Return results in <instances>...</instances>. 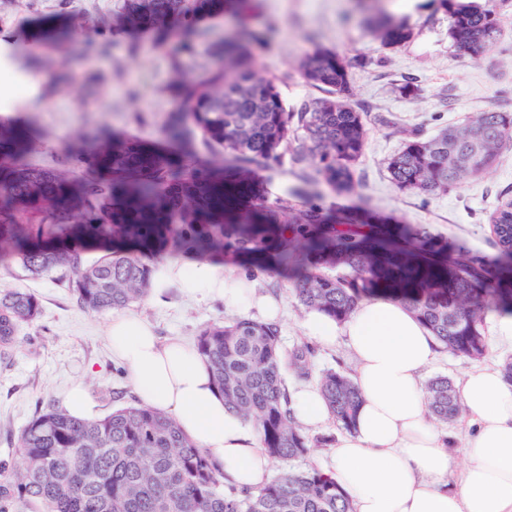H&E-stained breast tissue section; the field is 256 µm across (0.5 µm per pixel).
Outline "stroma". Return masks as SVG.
<instances>
[{
  "instance_id": "stroma-1",
  "label": "stroma",
  "mask_w": 512,
  "mask_h": 512,
  "mask_svg": "<svg viewBox=\"0 0 512 512\" xmlns=\"http://www.w3.org/2000/svg\"><path fill=\"white\" fill-rule=\"evenodd\" d=\"M500 21L501 36L486 57L463 56L448 37V18L431 0H229L224 16L202 20L212 38L226 25L249 31L275 26L267 47L257 52L254 67L276 78L288 104L314 96L297 72V61L311 40L335 48L351 68L352 100L366 114L369 138L356 164L353 192L336 194L315 188L309 165L285 158L281 166L249 165L258 201L283 205L284 215L302 208L313 197L323 214L336 224L381 229L398 224L421 229L437 245L467 247L471 254L491 258L497 253L488 217L501 192L512 187V149L499 163L461 189L430 199L397 192L389 181L385 159L398 151L403 133L432 135L449 125L463 124L472 113L490 108L512 111V0H482ZM123 0H0V41L13 46L20 68L0 72V113L26 121L33 134L35 162L70 175L82 172L70 149L77 137L92 139L104 131L163 140V126L173 104L165 93L175 72L194 79L205 75L212 59L205 49L183 57L174 70L167 51L155 48L145 33H129L118 21ZM382 7L406 19L414 35L396 49L381 48L368 33V6ZM69 12L77 34L67 50L40 47L32 41L30 22L56 12ZM103 29L104 51L85 46L87 35ZM414 81L418 94L405 96L398 87ZM235 274L253 280L259 292L281 299L278 320L281 345L291 349L311 342L316 370L353 373L354 359L344 336L334 344L310 339L306 312L289 296L285 281L275 273L230 256ZM27 288L41 303V315L23 330L10 361L0 362V462L17 454L10 432L19 430L39 410L61 405L66 390L85 381L100 414L133 402L124 367L113 360L107 333L111 314L88 313L78 307L66 283L56 275L24 278L20 270L0 272V289ZM130 312L151 322L161 338L178 337L195 343L209 322L227 319L219 300H189L169 288L130 305ZM498 315L486 320L491 343L485 356L469 360L438 349L425 378L445 375L461 381L477 367H501L512 356V344H494Z\"/></svg>"
}]
</instances>
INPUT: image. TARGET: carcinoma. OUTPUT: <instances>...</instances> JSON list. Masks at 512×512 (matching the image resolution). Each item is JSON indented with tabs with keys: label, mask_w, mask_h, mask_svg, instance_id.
<instances>
[{
	"label": "carcinoma",
	"mask_w": 512,
	"mask_h": 512,
	"mask_svg": "<svg viewBox=\"0 0 512 512\" xmlns=\"http://www.w3.org/2000/svg\"><path fill=\"white\" fill-rule=\"evenodd\" d=\"M449 15L448 38L464 55L479 58L498 42L496 14L477 0H437ZM224 15V0H124V22L149 31L166 48L184 36L180 50L194 54L199 14ZM380 46L396 48L410 31L384 13L369 18ZM39 42L69 45L73 25L64 12L39 20ZM264 33L224 32L218 63L202 79L180 74L165 93L173 100L166 138L178 153L119 132L83 155V174L73 180L30 159L29 131L21 121L0 122V270L17 266L26 277L54 271L76 304L91 313L123 309L145 298L152 272L144 257L226 254L298 268L288 293L309 312L343 323L373 295L393 296L412 310L456 356L476 359L487 350L489 313L512 315V292L490 283L486 263L467 252L441 261L421 256L423 235L408 242L378 237L359 225L325 223L309 204L283 221L279 208L260 214L242 208L248 187L224 169L191 162L195 142L224 151L230 168L262 162L269 167L289 154L309 162L312 180L338 194L355 184V165L368 128L350 102L349 63L335 50L316 46L297 65L303 83L321 92L288 107L273 77L258 74L254 53ZM512 146V112L489 108L463 125L434 136L410 132L386 168L401 193L436 197L464 186L492 167ZM490 223L499 249L496 269L512 268V200ZM102 255L89 260L87 254ZM332 260L343 271L321 266ZM40 314L37 296L22 288L0 290V357L13 352L20 331ZM195 348L210 365L224 405L252 418L273 461L303 459L313 445L294 422L284 375L315 381L341 429L354 427L360 395L352 378L333 369L314 371V350L280 346L275 323L217 320L200 330ZM429 416L441 423L463 412L458 390L446 376L426 383ZM20 464L0 463V512L22 501L41 512H351L348 497L315 466L292 470L256 492L224 487V473L200 453L176 422L140 403L121 406L92 421L53 405L14 434Z\"/></svg>",
	"instance_id": "1"
}]
</instances>
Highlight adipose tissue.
<instances>
[{
  "mask_svg": "<svg viewBox=\"0 0 512 512\" xmlns=\"http://www.w3.org/2000/svg\"><path fill=\"white\" fill-rule=\"evenodd\" d=\"M173 287L190 297L220 298L229 311L246 303L271 317L277 311L221 263H159L153 290ZM306 327L325 342L344 332L357 360L353 380L362 403L355 427L330 448L322 468L348 496L352 512H512V381L502 371L474 369L459 389L472 430L452 483L448 438L428 416L422 381L438 342L416 315L379 294L360 302L344 325L314 312ZM109 341L141 403L173 418L226 483L255 490L275 478L255 427L225 408L194 347L161 341L144 320L119 311L112 314Z\"/></svg>",
  "mask_w": 512,
  "mask_h": 512,
  "instance_id": "1",
  "label": "adipose tissue"
}]
</instances>
